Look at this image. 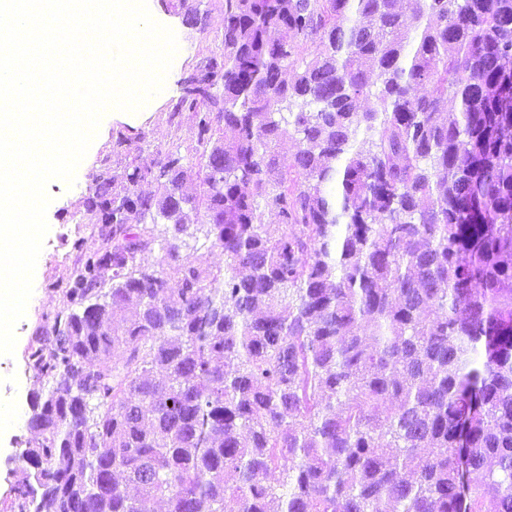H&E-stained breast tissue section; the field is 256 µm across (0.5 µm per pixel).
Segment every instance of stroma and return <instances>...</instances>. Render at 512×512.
Here are the masks:
<instances>
[{"label":"stroma","instance_id":"35a3bbf8","mask_svg":"<svg viewBox=\"0 0 512 512\" xmlns=\"http://www.w3.org/2000/svg\"><path fill=\"white\" fill-rule=\"evenodd\" d=\"M172 3L173 0H147L154 19L171 28L178 40L166 91L146 105V115L141 120L105 114L83 165L77 169L74 184L55 180L48 185L49 231L35 268L33 294L25 317L15 326L17 342L13 355H0V409L18 411L24 417L19 425L0 427V501L5 499L11 483L21 477L25 464L19 454L34 436L27 419L31 415L30 396L40 390L41 381L28 361V352L37 346L54 316L63 310L62 290L82 253L99 243L98 226L89 205L97 179L104 172L122 169L132 158L143 167L154 166L170 151L178 153L184 163L196 160L195 126L184 116L170 119L169 111L180 94L182 79L195 73L202 61L218 50L224 0H193L198 10V22L194 25L186 24ZM120 130L139 135L135 153L116 147V133Z\"/></svg>","mask_w":512,"mask_h":512}]
</instances>
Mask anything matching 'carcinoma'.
Instances as JSON below:
<instances>
[{
    "label": "carcinoma",
    "mask_w": 512,
    "mask_h": 512,
    "mask_svg": "<svg viewBox=\"0 0 512 512\" xmlns=\"http://www.w3.org/2000/svg\"><path fill=\"white\" fill-rule=\"evenodd\" d=\"M200 75L198 171L94 188L3 512H512V0H224ZM191 225L187 232L182 235V240L188 243V246L183 249L184 255L198 257L205 263L211 266H223L224 257L218 250H212L209 246V241L204 237L206 226L202 227L200 224Z\"/></svg>",
    "instance_id": "carcinoma-1"
}]
</instances>
